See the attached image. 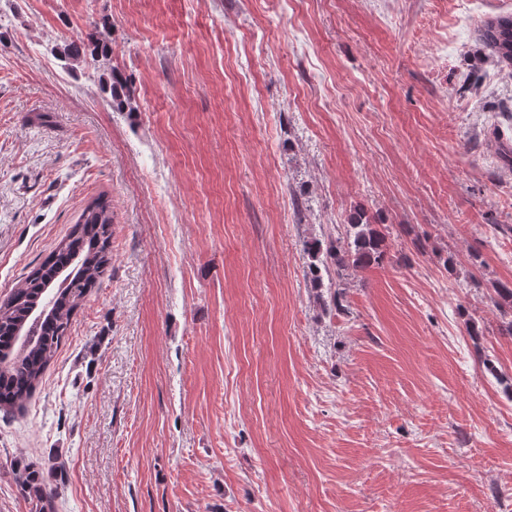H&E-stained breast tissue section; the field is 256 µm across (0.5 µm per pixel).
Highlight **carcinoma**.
<instances>
[{
  "instance_id": "cac0c4a2",
  "label": "carcinoma",
  "mask_w": 512,
  "mask_h": 512,
  "mask_svg": "<svg viewBox=\"0 0 512 512\" xmlns=\"http://www.w3.org/2000/svg\"><path fill=\"white\" fill-rule=\"evenodd\" d=\"M108 27L97 25L67 46L65 57L78 61L107 54ZM480 39L489 54L512 68V15L487 23ZM112 206L98 196L83 209L73 232L57 250L33 269L0 302V409L22 410L49 366L72 319L88 291L95 287L112 260ZM310 262L306 275L315 288L323 278L342 276L348 269L380 265L387 256L384 235L365 213L349 220V241L344 247L318 239L304 247ZM493 302L503 313L512 312V282L493 288ZM16 479L23 496L40 504L39 512H52L51 497L42 484L41 471L24 465Z\"/></svg>"
}]
</instances>
